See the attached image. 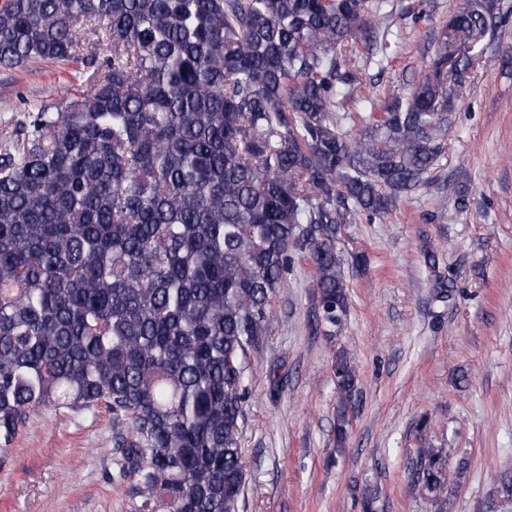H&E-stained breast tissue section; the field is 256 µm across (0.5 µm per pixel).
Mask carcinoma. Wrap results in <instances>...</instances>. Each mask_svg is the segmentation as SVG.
I'll return each instance as SVG.
<instances>
[{"instance_id":"1","label":"carcinoma","mask_w":512,"mask_h":512,"mask_svg":"<svg viewBox=\"0 0 512 512\" xmlns=\"http://www.w3.org/2000/svg\"><path fill=\"white\" fill-rule=\"evenodd\" d=\"M386 0H5L0 66L76 60L79 85L15 120L0 151V439L41 407L112 412L141 512H239L245 363L295 257L334 336L336 241L385 219L448 149L472 62L437 54L405 94H364L358 45ZM504 0L448 25L483 34ZM435 298L448 282L424 254ZM346 400L355 362L336 353ZM351 429L336 416V450ZM413 483L446 512L443 449Z\"/></svg>"}]
</instances>
